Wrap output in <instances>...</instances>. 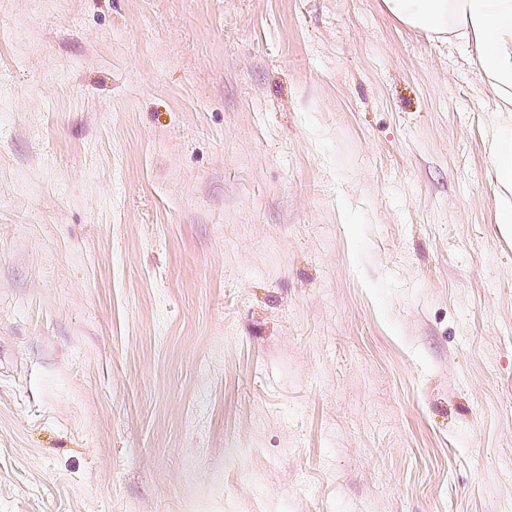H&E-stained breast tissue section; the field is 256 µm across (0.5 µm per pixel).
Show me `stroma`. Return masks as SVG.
<instances>
[{"instance_id":"35a3bbf8","label":"stroma","mask_w":512,"mask_h":512,"mask_svg":"<svg viewBox=\"0 0 512 512\" xmlns=\"http://www.w3.org/2000/svg\"><path fill=\"white\" fill-rule=\"evenodd\" d=\"M0 512H512V112L382 0H0Z\"/></svg>"}]
</instances>
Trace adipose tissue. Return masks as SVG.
<instances>
[{"instance_id": "ef3b65f1", "label": "adipose tissue", "mask_w": 512, "mask_h": 512, "mask_svg": "<svg viewBox=\"0 0 512 512\" xmlns=\"http://www.w3.org/2000/svg\"><path fill=\"white\" fill-rule=\"evenodd\" d=\"M408 29L473 41L502 103L512 102V0H382Z\"/></svg>"}]
</instances>
